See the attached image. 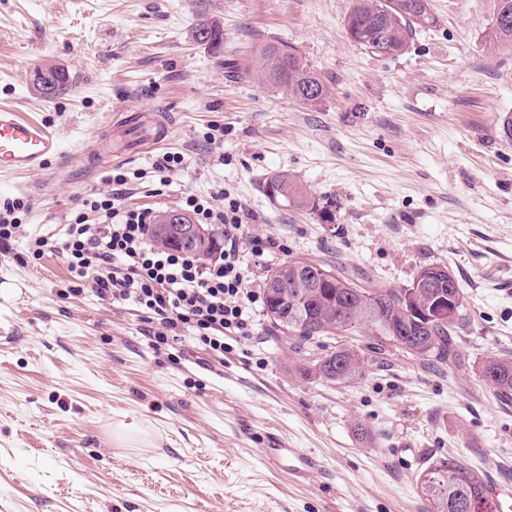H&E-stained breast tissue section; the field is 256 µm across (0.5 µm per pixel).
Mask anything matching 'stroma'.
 <instances>
[{
	"mask_svg": "<svg viewBox=\"0 0 512 512\" xmlns=\"http://www.w3.org/2000/svg\"><path fill=\"white\" fill-rule=\"evenodd\" d=\"M354 0H0V103L43 121L63 155L43 173L0 174V204L27 206L0 255V512H427L416 484L431 459L512 472V404L482 382L487 356L512 357V45H490L497 0H429L433 26L402 54L352 42ZM224 32L221 51L195 39ZM295 48L327 83L305 105L260 74L227 77L265 42ZM68 72L42 94L37 70ZM169 113L173 132L143 156H111L127 105ZM183 162L167 176L163 154ZM288 172L332 223L271 201ZM134 176L129 207L159 214L187 194L224 189L249 213L240 250L262 291L303 257L401 289L446 266L466 300L455 364L375 350L369 329L321 337L305 353L266 316L225 335L224 367L202 369L191 343L154 348L132 304L71 293L66 259L37 261L30 238L59 236L83 200ZM283 245L257 258L249 241ZM349 346L365 358L350 384L304 378L307 359ZM139 440L117 443V424ZM369 432L357 435L356 426ZM273 432L319 453L328 481L290 482L259 454ZM60 70V71H59ZM56 71V78L52 81V85L50 87L45 86L36 78L35 74V83L39 89H41L45 94L50 95H61L65 93L69 88V77L67 73L63 69H59ZM59 71V72H58ZM38 77L42 78L43 81H46V85H50V80L54 76V69L52 71L49 68L41 69L38 71Z\"/></svg>",
	"mask_w": 512,
	"mask_h": 512,
	"instance_id": "stroma-1",
	"label": "stroma"
}]
</instances>
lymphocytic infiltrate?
I'll return each instance as SVG.
<instances>
[{"label":"lymphocytic infiltrate","mask_w":512,"mask_h":512,"mask_svg":"<svg viewBox=\"0 0 512 512\" xmlns=\"http://www.w3.org/2000/svg\"><path fill=\"white\" fill-rule=\"evenodd\" d=\"M112 180V193L84 200L63 238L31 241V258L41 259L50 249L60 252L74 279L89 284L99 298L134 303L158 322L155 343H180L187 330L198 350L223 362L225 333L251 336L256 322L258 297L250 288L254 273L239 259L244 207L220 190L185 196L183 207L196 223L224 229L222 255L206 263L184 251L155 247L149 212L122 202L127 176L119 173ZM91 212L98 215V223H88Z\"/></svg>","instance_id":"lymphocytic-infiltrate-1"}]
</instances>
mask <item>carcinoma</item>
Instances as JSON below:
<instances>
[{
	"label": "carcinoma",
	"mask_w": 512,
	"mask_h": 512,
	"mask_svg": "<svg viewBox=\"0 0 512 512\" xmlns=\"http://www.w3.org/2000/svg\"><path fill=\"white\" fill-rule=\"evenodd\" d=\"M415 0H356L345 16L346 33L367 51L381 55L383 52L404 51L423 27L421 10L415 8ZM196 39L214 48L223 44L224 33L216 24L200 23L195 31ZM258 69L269 83L289 91L300 101L309 102L313 95L325 96L326 82L302 60L296 50L284 44L266 42L257 54ZM36 85L44 93L61 95L69 88V77L63 70L56 73L52 85L41 81ZM272 188L277 201L285 205L307 209L323 222L333 215L336 204L320 203L286 172L276 174L274 183H265L264 189ZM320 267L330 273L328 288L316 290L310 287L309 274ZM455 289L460 286L455 277L450 280L432 278L429 287L423 289V304L430 305L434 298L448 293V283ZM267 314H272V303L284 310L294 304L308 309L307 319L292 328L280 319L271 324L285 337L304 346L314 340L334 333L353 321L372 330L378 342L407 351L404 343L411 342L417 351L411 356L430 363H445L452 356V347L458 329L466 320L465 305H460L457 315L444 323L421 326L406 316L402 309L400 291L386 288H363L341 271L314 261L296 260L288 266L283 278L272 289H264ZM342 364H337L332 352L310 361L301 367L303 375L316 377L329 383L351 382L362 376L364 357L351 347L343 348ZM481 378L504 400L512 401V358L491 355L481 367ZM421 495L431 506V512H495L485 496L481 473L452 457H439L426 463L417 477Z\"/></svg>",
	"instance_id": "carcinoma-1"
}]
</instances>
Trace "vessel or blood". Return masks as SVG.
Segmentation results:
<instances>
[{"instance_id":"vessel-or-blood-1","label":"vessel or blood","mask_w":512,"mask_h":512,"mask_svg":"<svg viewBox=\"0 0 512 512\" xmlns=\"http://www.w3.org/2000/svg\"><path fill=\"white\" fill-rule=\"evenodd\" d=\"M129 122L143 127L151 145L169 138L173 122L170 116L145 117L139 112L128 113ZM62 146L49 127L24 118L16 108L0 104V172L23 173L46 169L48 163L60 157ZM266 464L285 472L298 484H308L326 469L314 451L293 448L285 442H271L260 450ZM484 487L496 504L498 512H512V479L502 474L486 473Z\"/></svg>"}]
</instances>
